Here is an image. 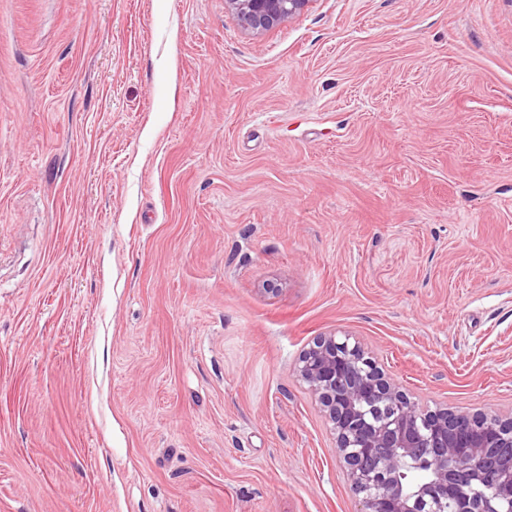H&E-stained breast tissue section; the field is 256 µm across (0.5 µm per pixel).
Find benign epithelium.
<instances>
[{
	"label": "benign epithelium",
	"mask_w": 512,
	"mask_h": 512,
	"mask_svg": "<svg viewBox=\"0 0 512 512\" xmlns=\"http://www.w3.org/2000/svg\"><path fill=\"white\" fill-rule=\"evenodd\" d=\"M311 0H225L240 26L259 34ZM296 372L318 401L359 512H512V416L427 409L369 356L357 338H317Z\"/></svg>",
	"instance_id": "1"
}]
</instances>
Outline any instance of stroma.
Returning <instances> with one entry per match:
<instances>
[{
	"mask_svg": "<svg viewBox=\"0 0 512 512\" xmlns=\"http://www.w3.org/2000/svg\"><path fill=\"white\" fill-rule=\"evenodd\" d=\"M330 332L512 412V0H0V512H358ZM311 0H225L240 26L259 34L289 22L300 14Z\"/></svg>",
	"mask_w": 512,
	"mask_h": 512,
	"instance_id": "stroma-1",
	"label": "stroma"
}]
</instances>
